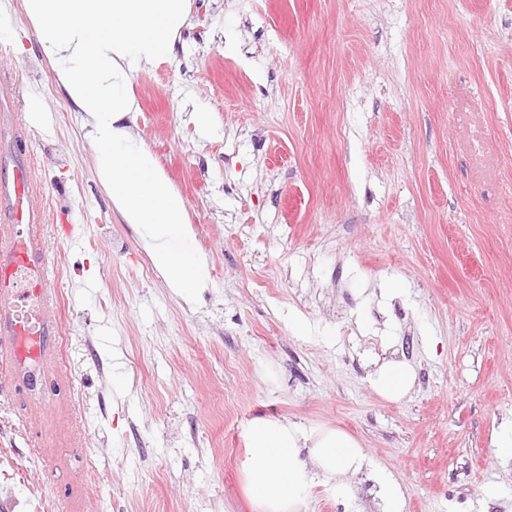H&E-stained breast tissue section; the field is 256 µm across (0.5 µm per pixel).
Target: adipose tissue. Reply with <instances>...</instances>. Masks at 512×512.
<instances>
[{
  "mask_svg": "<svg viewBox=\"0 0 512 512\" xmlns=\"http://www.w3.org/2000/svg\"><path fill=\"white\" fill-rule=\"evenodd\" d=\"M25 10L57 85L103 149L97 172L113 207L141 226L142 247L169 288L192 296L208 279L207 261L185 247L184 198L137 143L130 117L138 106L129 87L146 66L175 54L186 0H25ZM413 381L412 367L397 361L370 376L372 389L394 401ZM245 439L242 473L255 512H300L317 483L351 500L348 477L369 464L360 443L338 428L260 418Z\"/></svg>",
  "mask_w": 512,
  "mask_h": 512,
  "instance_id": "ef3b65f1",
  "label": "adipose tissue"
}]
</instances>
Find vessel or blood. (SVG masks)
I'll return each mask as SVG.
<instances>
[{"mask_svg":"<svg viewBox=\"0 0 512 512\" xmlns=\"http://www.w3.org/2000/svg\"><path fill=\"white\" fill-rule=\"evenodd\" d=\"M35 189L27 169L0 183V354L17 361L38 358L54 371L47 344L55 327L54 290L42 261L45 215L34 207Z\"/></svg>","mask_w":512,"mask_h":512,"instance_id":"1","label":"vessel or blood"}]
</instances>
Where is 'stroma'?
Instances as JSON below:
<instances>
[{"mask_svg":"<svg viewBox=\"0 0 512 512\" xmlns=\"http://www.w3.org/2000/svg\"><path fill=\"white\" fill-rule=\"evenodd\" d=\"M187 9L175 56L131 90L207 259L193 304L146 271L23 0H0L17 98L0 102V181L31 173L69 338L35 388L0 373V499L253 512L244 434L269 417L351 434L403 486L404 512H512L496 448L512 423V0ZM390 281L404 295L381 298ZM390 359L415 370L397 402L368 383ZM350 482L346 503L312 486L304 512H381L370 472Z\"/></svg>","mask_w":512,"mask_h":512,"instance_id":"stroma-1","label":"stroma"}]
</instances>
